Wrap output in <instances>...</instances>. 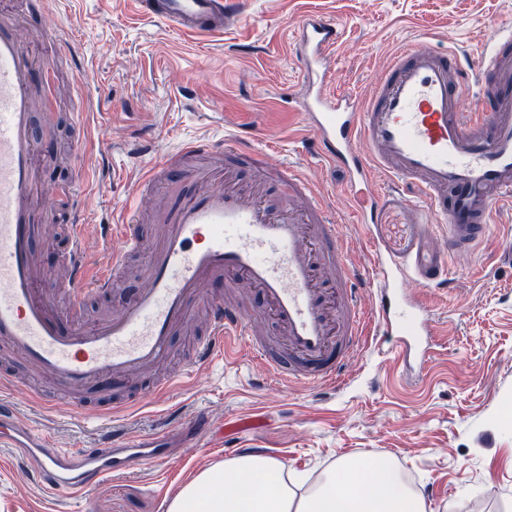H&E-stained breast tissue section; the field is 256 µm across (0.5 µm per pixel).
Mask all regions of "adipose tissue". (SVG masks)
<instances>
[{
	"instance_id": "1",
	"label": "adipose tissue",
	"mask_w": 512,
	"mask_h": 512,
	"mask_svg": "<svg viewBox=\"0 0 512 512\" xmlns=\"http://www.w3.org/2000/svg\"><path fill=\"white\" fill-rule=\"evenodd\" d=\"M273 457L242 455L201 472L166 504V512H427L386 461L343 459L308 494L296 495ZM236 494H224L226 486Z\"/></svg>"
}]
</instances>
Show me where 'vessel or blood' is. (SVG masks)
<instances>
[{
    "label": "vessel or blood",
    "mask_w": 512,
    "mask_h": 512,
    "mask_svg": "<svg viewBox=\"0 0 512 512\" xmlns=\"http://www.w3.org/2000/svg\"><path fill=\"white\" fill-rule=\"evenodd\" d=\"M140 14L185 34H218L240 0H134ZM341 32L333 21L304 20L296 32L305 88L293 102L324 155L361 189V224L377 221L369 191L380 169L411 186L448 227L444 248L416 243L404 262L374 250L370 270H355L334 214L307 178L296 175L246 139L184 142L172 158L147 167L137 201L99 237L86 231L78 190H70L69 241L60 276L40 278L33 251L37 209H51L56 190H42L48 147L37 124L34 83L39 66L24 28L0 15V343L50 378L53 393L20 386L0 368V388H24L51 408L92 416L123 410L120 402H88L147 378L144 397L158 398L190 379L197 367L229 360L244 348L275 383L334 386L368 336H383L403 370L424 369L436 347L429 310L409 291L448 281L450 256L482 241L496 205L512 203V31L481 55L476 86L450 50L411 44L396 52L365 102L331 90L330 52ZM160 225L145 242L143 222ZM143 257L144 282L120 288L129 259ZM368 284L371 306L360 301ZM223 284V293L213 290ZM72 306L90 296L112 309L91 325L62 328L57 291ZM205 310L203 337L191 361L158 381L151 372L170 354L172 336ZM37 462L41 487L81 499L101 475L138 461L163 459L164 437L131 438L112 431L89 448H58L0 399V447Z\"/></svg>",
    "instance_id": "vessel-or-blood-1"
}]
</instances>
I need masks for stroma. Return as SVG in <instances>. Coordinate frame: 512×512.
<instances>
[{
	"instance_id": "1",
	"label": "stroma",
	"mask_w": 512,
	"mask_h": 512,
	"mask_svg": "<svg viewBox=\"0 0 512 512\" xmlns=\"http://www.w3.org/2000/svg\"><path fill=\"white\" fill-rule=\"evenodd\" d=\"M49 7L76 60L68 62L41 27H30L45 60L38 92L54 116L43 181L81 184L87 223H111L113 204L134 200L146 166L183 142L251 134L314 183L343 225L349 261L359 270L369 267L372 245L398 258L419 235L442 243L447 232L380 170L371 182L381 197L377 221L355 223L346 175L290 109L302 92L299 21L315 15L339 25L330 86L361 99L411 41L449 48L470 67L495 34L512 29V0H245L223 33L195 36L141 16L133 0H51ZM81 73L91 80L83 99L73 90ZM81 136L89 147L77 156ZM448 272L449 287L417 293L442 345L412 381L392 357L368 347L337 388H267L259 363L240 353L113 420L5 392L59 448L93 444L115 425L134 438L183 429L201 408L219 425H260L196 438L164 461L103 475L78 507L47 497L33 478L34 460L0 447V512H165L167 501L224 462L225 446L234 443L261 449L311 485L340 459L382 458L410 478L429 512H512V204L496 207L482 242L472 255L449 258Z\"/></svg>"
}]
</instances>
